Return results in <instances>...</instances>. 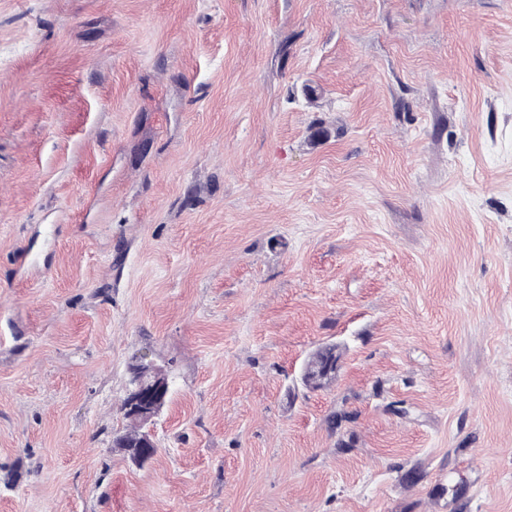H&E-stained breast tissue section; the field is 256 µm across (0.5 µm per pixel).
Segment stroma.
<instances>
[{
	"instance_id": "35a3bbf8",
	"label": "stroma",
	"mask_w": 512,
	"mask_h": 512,
	"mask_svg": "<svg viewBox=\"0 0 512 512\" xmlns=\"http://www.w3.org/2000/svg\"><path fill=\"white\" fill-rule=\"evenodd\" d=\"M0 512H512V0H0ZM342 358L336 345H326L315 351L304 366L302 381L312 390L325 389L336 380V365ZM329 367H332L329 369ZM142 358L139 359L138 363L132 368V384L128 394L132 401V404H137L138 401L147 396L151 399L152 403L149 406L141 408L140 413L144 417L146 422H151L159 413L160 408L163 406L164 399L167 394L169 387L168 379L160 371L155 368V372L159 373L160 376L153 377L151 383L145 384L144 377L140 375L139 368L142 365L144 359L148 356L143 354ZM121 410L124 413V417L129 420L130 426L115 437L123 445L127 447H134L144 440L145 434L147 433L143 431V419L140 416L133 414L128 409L127 396L122 401Z\"/></svg>"
}]
</instances>
